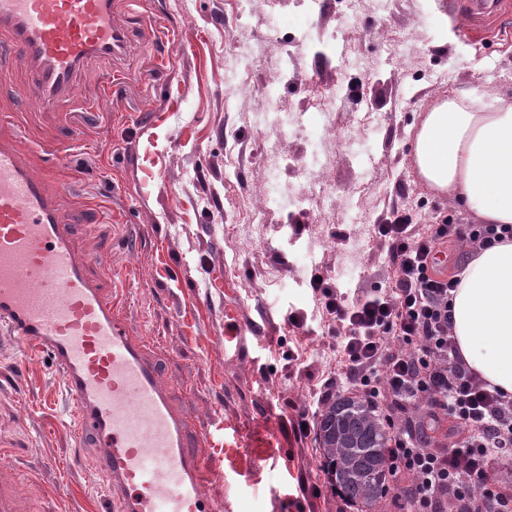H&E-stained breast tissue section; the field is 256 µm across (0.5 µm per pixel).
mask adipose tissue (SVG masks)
Masks as SVG:
<instances>
[{
  "label": "adipose tissue",
  "instance_id": "1",
  "mask_svg": "<svg viewBox=\"0 0 512 512\" xmlns=\"http://www.w3.org/2000/svg\"><path fill=\"white\" fill-rule=\"evenodd\" d=\"M411 154L419 176L479 223L512 225V102L439 99L424 113ZM461 356L512 396V239L473 257L451 301Z\"/></svg>",
  "mask_w": 512,
  "mask_h": 512
}]
</instances>
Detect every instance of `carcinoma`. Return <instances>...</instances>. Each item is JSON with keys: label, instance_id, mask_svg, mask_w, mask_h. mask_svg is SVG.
<instances>
[{"label": "carcinoma", "instance_id": "carcinoma-1", "mask_svg": "<svg viewBox=\"0 0 512 512\" xmlns=\"http://www.w3.org/2000/svg\"><path fill=\"white\" fill-rule=\"evenodd\" d=\"M317 438L340 499L357 512H375L390 482L383 417L360 395L339 394L320 411Z\"/></svg>", "mask_w": 512, "mask_h": 512}]
</instances>
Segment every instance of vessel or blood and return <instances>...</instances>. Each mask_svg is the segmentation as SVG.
<instances>
[{"instance_id":"b4317fda","label":"vessel or blood","mask_w":512,"mask_h":512,"mask_svg":"<svg viewBox=\"0 0 512 512\" xmlns=\"http://www.w3.org/2000/svg\"><path fill=\"white\" fill-rule=\"evenodd\" d=\"M477 20L512 17L506 0H466ZM128 46L115 0H0V85L7 55L32 65L33 96L54 111L84 64ZM19 137H0V330L52 353L73 402L78 437L98 461L117 512H223L205 485L189 424L169 402L158 366L134 342L109 291L74 246L77 221L52 185L54 150L25 159Z\"/></svg>"}]
</instances>
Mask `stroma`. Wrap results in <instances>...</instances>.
Masks as SVG:
<instances>
[{
	"label": "stroma",
	"mask_w": 512,
	"mask_h": 512,
	"mask_svg": "<svg viewBox=\"0 0 512 512\" xmlns=\"http://www.w3.org/2000/svg\"><path fill=\"white\" fill-rule=\"evenodd\" d=\"M326 2L323 30L364 66L346 72L298 48L296 83L281 97L297 107L334 98L350 81L364 94L335 101L331 125L319 130L323 179L335 193L294 224L275 210L249 221L266 179L254 119L278 45L254 63L245 90L227 93L225 33L237 0H146L141 19L152 35L120 61L88 62L59 111L38 109L23 61L0 87V106L14 115L0 131L28 147L59 145L64 211H104L78 227L79 251H98L92 272L160 358L224 512H341L317 437L300 430L302 420L316 422L315 395L338 361L336 323L310 281L353 296L387 287L392 271L375 227L395 210L420 225L472 223L418 176L413 124L441 97L512 100V42L465 41L448 0H363L353 25L338 0ZM393 38L405 41L404 60H388ZM353 140L362 158L351 157ZM230 157L238 173L228 179ZM349 201L358 222L347 218ZM71 413L48 352L0 336V489L15 512H100L99 451L79 444Z\"/></svg>",
	"instance_id": "35a3bbf8"
}]
</instances>
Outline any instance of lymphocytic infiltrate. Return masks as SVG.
<instances>
[{"label": "lymphocytic infiltrate", "mask_w": 512, "mask_h": 512, "mask_svg": "<svg viewBox=\"0 0 512 512\" xmlns=\"http://www.w3.org/2000/svg\"><path fill=\"white\" fill-rule=\"evenodd\" d=\"M394 277L388 287L348 297L324 282L311 288L336 321V376L380 410L390 429L386 496L413 512H512V475L493 456H512V396L474 372L450 327L456 277L437 269L449 241L485 249L512 237L509 224H431L416 230L410 213L377 225ZM454 439L436 446L426 433L444 424Z\"/></svg>", "instance_id": "f902f5d3"}]
</instances>
